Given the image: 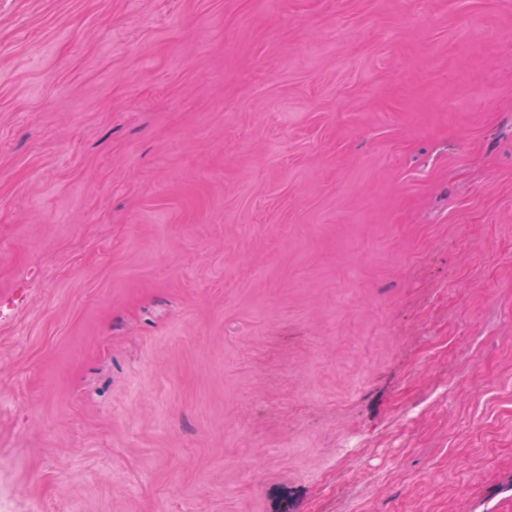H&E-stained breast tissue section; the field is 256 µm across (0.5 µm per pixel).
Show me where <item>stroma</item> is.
<instances>
[{
	"label": "stroma",
	"mask_w": 512,
	"mask_h": 512,
	"mask_svg": "<svg viewBox=\"0 0 512 512\" xmlns=\"http://www.w3.org/2000/svg\"><path fill=\"white\" fill-rule=\"evenodd\" d=\"M7 512H512V0H0Z\"/></svg>",
	"instance_id": "35a3bbf8"
}]
</instances>
